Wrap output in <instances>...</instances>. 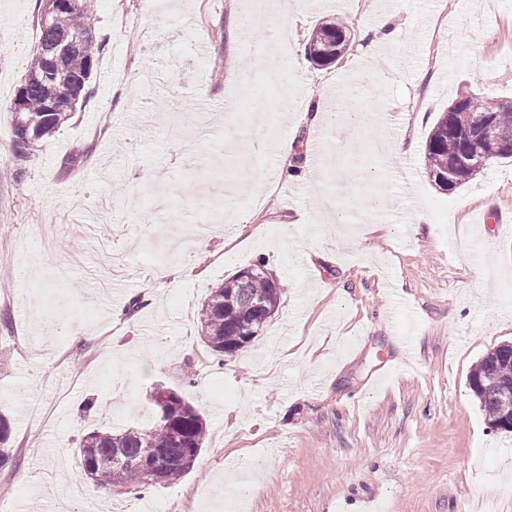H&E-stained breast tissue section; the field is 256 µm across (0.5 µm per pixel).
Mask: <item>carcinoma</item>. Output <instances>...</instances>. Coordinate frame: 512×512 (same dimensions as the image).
Masks as SVG:
<instances>
[{
	"label": "carcinoma",
	"mask_w": 512,
	"mask_h": 512,
	"mask_svg": "<svg viewBox=\"0 0 512 512\" xmlns=\"http://www.w3.org/2000/svg\"><path fill=\"white\" fill-rule=\"evenodd\" d=\"M50 26L37 22L39 29L35 57L6 106L13 125L15 143L22 154L39 146L72 118L74 110L51 109L62 98L80 103L87 98L89 82L102 50L95 37V18L89 0H53ZM349 28L329 19L316 25L308 38L312 63L326 66L346 52ZM79 47L67 53L61 72L51 76L49 53L71 38ZM489 113L497 121L498 139L512 143V100L484 101L462 96L441 113L426 140L427 176L439 189L458 188L480 174L490 162L471 168L461 162V133L472 127L474 116ZM284 286L262 262L253 265L243 280L233 276L210 290L197 319V335L207 353L217 362L249 347L271 319L279 305ZM512 385V349L501 344L484 355L469 375V387L495 428L512 433L503 420L512 418V395L502 387ZM12 422L0 415V465L9 458ZM207 440V426L198 408L181 392L157 387L151 396V416L139 427L125 430L96 427L87 430L77 448V473L98 486L118 492L145 490L155 484H173L193 467ZM160 457L158 477L147 476L143 457Z\"/></svg>",
	"instance_id": "carcinoma-1"
}]
</instances>
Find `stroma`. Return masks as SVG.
<instances>
[{
	"instance_id": "35a3bbf8",
	"label": "stroma",
	"mask_w": 512,
	"mask_h": 512,
	"mask_svg": "<svg viewBox=\"0 0 512 512\" xmlns=\"http://www.w3.org/2000/svg\"><path fill=\"white\" fill-rule=\"evenodd\" d=\"M283 2L246 41L240 0H98L90 94L21 156L4 108L36 50L37 7L11 0L0 26L7 512H470L479 495L512 499V434L490 427L468 384L512 342V161L449 192L425 170L427 137L459 94L512 98V0ZM333 17L351 33L339 61L264 81L255 42L301 51ZM385 21L395 45L364 39ZM341 94L385 115L362 142L405 134L412 154L375 162L367 181L338 177L348 134L297 116ZM259 98L291 119L268 130ZM318 135L331 149L316 178L281 175L277 146L295 138L301 169ZM323 185L341 209L376 195L377 221L335 232L319 215ZM261 261L285 286L279 307L250 347L214 364L197 312ZM389 361L397 371L377 379ZM160 384L206 420L193 469L122 494L78 480L83 433L141 421Z\"/></svg>"
}]
</instances>
